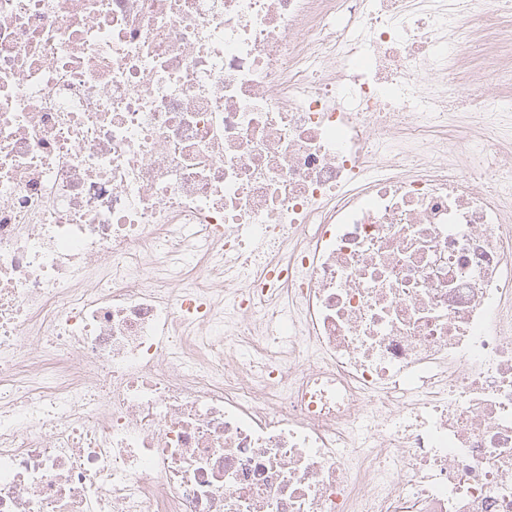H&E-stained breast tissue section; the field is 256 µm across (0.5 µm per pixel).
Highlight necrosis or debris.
Returning a JSON list of instances; mask_svg holds the SVG:
<instances>
[{
  "label": "necrosis or debris",
  "mask_w": 512,
  "mask_h": 512,
  "mask_svg": "<svg viewBox=\"0 0 512 512\" xmlns=\"http://www.w3.org/2000/svg\"><path fill=\"white\" fill-rule=\"evenodd\" d=\"M0 512H512V0H0Z\"/></svg>",
  "instance_id": "necrosis-or-debris-1"
}]
</instances>
